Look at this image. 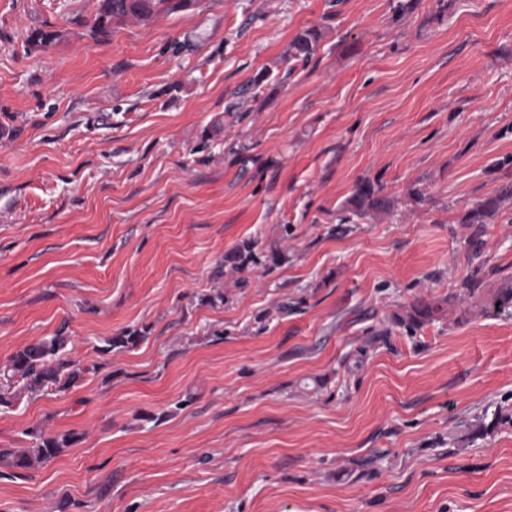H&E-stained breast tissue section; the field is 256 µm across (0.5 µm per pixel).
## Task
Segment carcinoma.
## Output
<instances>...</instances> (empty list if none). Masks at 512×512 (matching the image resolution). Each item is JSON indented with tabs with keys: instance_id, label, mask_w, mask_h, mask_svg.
<instances>
[{
	"instance_id": "1",
	"label": "carcinoma",
	"mask_w": 512,
	"mask_h": 512,
	"mask_svg": "<svg viewBox=\"0 0 512 512\" xmlns=\"http://www.w3.org/2000/svg\"><path fill=\"white\" fill-rule=\"evenodd\" d=\"M168 0H99L97 13L92 27V34L105 37L110 32L112 23L133 20L146 23L161 12L173 14L174 7L166 6ZM62 34L58 31L35 29L28 36V45L36 50L58 41ZM318 47V34L308 31L298 36L290 44L289 56L309 62ZM382 188L375 187L371 182L361 180L356 183L350 204L357 212H384L391 206L390 200L381 195ZM512 201V183L501 187L494 195L485 198L471 208L464 216L462 223L469 225L471 232L468 237L470 248L477 252L481 249L484 224L497 215L504 203ZM483 278L470 276L464 282L466 295L474 302H482L481 309L503 311L512 308V284L498 289L487 299H482ZM450 299L444 298L433 303L418 300L410 308L397 317L398 324L411 333L416 329L440 318L448 310ZM145 339L144 332L134 330L120 336L105 340L100 352L109 354L117 348H133ZM67 337L64 329H58L53 335L26 345L12 354L3 370V378L7 384L14 382L21 385V390L30 393L40 392L45 388L56 387L68 389L78 382L84 372L82 368H72L71 363L62 359ZM512 425V411L497 404L494 410H484L477 423L471 425L467 438H482L498 426ZM35 442L28 448H1L0 464H7L15 469L32 470L46 461L59 455L63 449L77 441L75 433L44 436L36 431L29 432Z\"/></svg>"
}]
</instances>
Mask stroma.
Segmentation results:
<instances>
[{
	"label": "stroma",
	"mask_w": 512,
	"mask_h": 512,
	"mask_svg": "<svg viewBox=\"0 0 512 512\" xmlns=\"http://www.w3.org/2000/svg\"><path fill=\"white\" fill-rule=\"evenodd\" d=\"M96 5L0 0V367L64 325L86 369L0 410V448L79 437L0 470V512H512V426L466 438L512 408V313L463 288L512 275V204L479 255L462 222L512 180V0H198L104 39ZM318 47V34L315 31H307L298 36L290 44L289 56L308 63L315 55ZM382 187L376 188L370 181L356 183L350 204L355 212H384L391 206L390 200L381 195ZM448 305H451L450 297L433 303L417 300L403 315L397 317L398 324L413 333L416 329L440 318L447 312ZM489 408L490 406L484 410V414L479 417L477 423L471 425V429L467 435V438L471 440L483 438L487 434L496 430L500 425H512V411L509 412L507 408L500 404L495 405V408L491 413L490 420L486 422V420L489 418ZM28 435L35 439L31 448H1L0 464L5 463L15 469L32 470L56 457L63 448L70 447L78 440L73 432L46 437L31 431Z\"/></svg>",
	"instance_id": "obj_1"
}]
</instances>
